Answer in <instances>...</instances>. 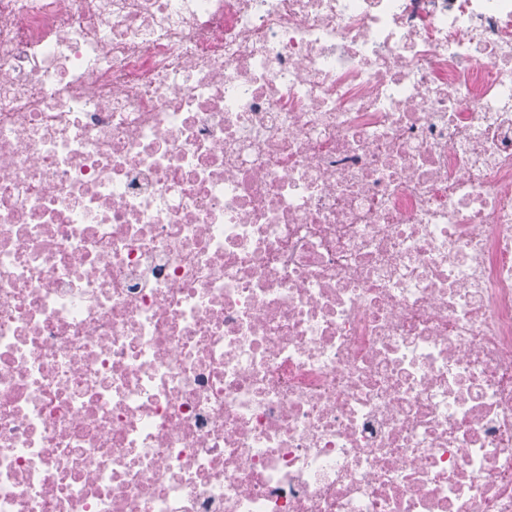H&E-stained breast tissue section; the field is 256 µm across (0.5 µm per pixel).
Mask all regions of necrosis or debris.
<instances>
[{
  "label": "necrosis or debris",
  "instance_id": "1",
  "mask_svg": "<svg viewBox=\"0 0 512 512\" xmlns=\"http://www.w3.org/2000/svg\"><path fill=\"white\" fill-rule=\"evenodd\" d=\"M0 512H512V0H0Z\"/></svg>",
  "mask_w": 512,
  "mask_h": 512
}]
</instances>
